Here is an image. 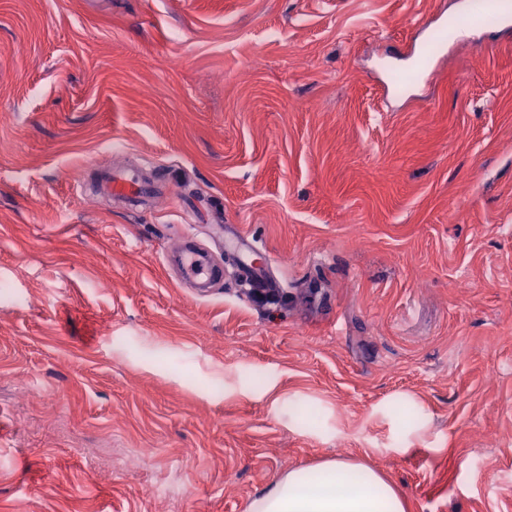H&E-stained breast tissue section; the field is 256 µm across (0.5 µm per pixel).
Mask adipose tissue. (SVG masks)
Wrapping results in <instances>:
<instances>
[{
  "mask_svg": "<svg viewBox=\"0 0 512 512\" xmlns=\"http://www.w3.org/2000/svg\"><path fill=\"white\" fill-rule=\"evenodd\" d=\"M248 512H406V507L383 475L359 462L328 459L281 475L251 500Z\"/></svg>",
  "mask_w": 512,
  "mask_h": 512,
  "instance_id": "ef3b65f1",
  "label": "adipose tissue"
}]
</instances>
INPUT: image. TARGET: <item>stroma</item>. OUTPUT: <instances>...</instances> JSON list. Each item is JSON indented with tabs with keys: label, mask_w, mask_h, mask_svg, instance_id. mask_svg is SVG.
<instances>
[{
	"label": "stroma",
	"mask_w": 512,
	"mask_h": 512,
	"mask_svg": "<svg viewBox=\"0 0 512 512\" xmlns=\"http://www.w3.org/2000/svg\"><path fill=\"white\" fill-rule=\"evenodd\" d=\"M467 2L0 0V512H247L330 458L512 512V20L437 41ZM109 162L168 195L78 192ZM188 233L215 296L164 261ZM231 242L237 252L238 270L244 281L250 286L270 290L272 282L267 277L270 259L266 249L257 241L240 235H234Z\"/></svg>",
	"instance_id": "obj_1"
}]
</instances>
